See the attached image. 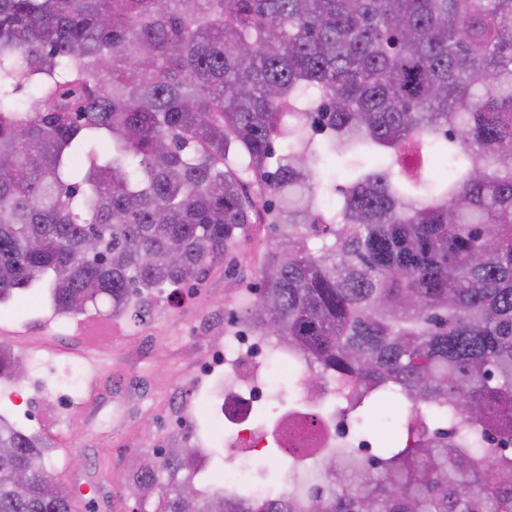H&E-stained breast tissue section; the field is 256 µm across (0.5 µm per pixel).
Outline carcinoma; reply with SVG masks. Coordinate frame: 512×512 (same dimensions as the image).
<instances>
[{"label":"carcinoma","instance_id":"carcinoma-1","mask_svg":"<svg viewBox=\"0 0 512 512\" xmlns=\"http://www.w3.org/2000/svg\"><path fill=\"white\" fill-rule=\"evenodd\" d=\"M249 224L231 320L307 361V430L410 415L260 502L154 448L141 512H512V0H0V306L142 322ZM47 448L0 416V512H76Z\"/></svg>","mask_w":512,"mask_h":512}]
</instances>
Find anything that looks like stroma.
Wrapping results in <instances>:
<instances>
[{
  "label": "stroma",
  "mask_w": 512,
  "mask_h": 512,
  "mask_svg": "<svg viewBox=\"0 0 512 512\" xmlns=\"http://www.w3.org/2000/svg\"><path fill=\"white\" fill-rule=\"evenodd\" d=\"M279 235L271 224L247 229L179 299L158 298L142 323L111 319V337L92 346L95 312L58 318L47 299L24 294L0 307V345L25 369L21 382L0 379V415L50 442L57 482L85 489L80 512H121L114 488L95 489L94 477L105 471L121 480L150 446L191 440L212 451L215 468L232 455L223 435L194 425L214 413L207 399L216 379L211 363L224 348L233 300L255 282L261 256ZM91 359L102 369L96 386L83 375L69 386L71 370L83 372Z\"/></svg>",
  "instance_id": "stroma-1"
}]
</instances>
